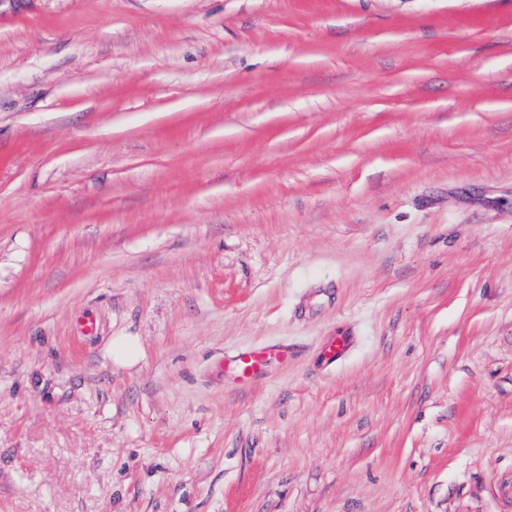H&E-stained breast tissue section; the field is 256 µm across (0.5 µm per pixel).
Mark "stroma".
I'll return each instance as SVG.
<instances>
[{"label": "stroma", "mask_w": 512, "mask_h": 512, "mask_svg": "<svg viewBox=\"0 0 512 512\" xmlns=\"http://www.w3.org/2000/svg\"><path fill=\"white\" fill-rule=\"evenodd\" d=\"M0 512H512V0H0ZM110 355L112 362L126 366L135 365L140 357L137 345L128 336L112 337ZM294 351L284 344H266L238 352L224 358V372L229 373L230 385L237 391L250 389L267 377L275 365H286Z\"/></svg>", "instance_id": "1"}]
</instances>
